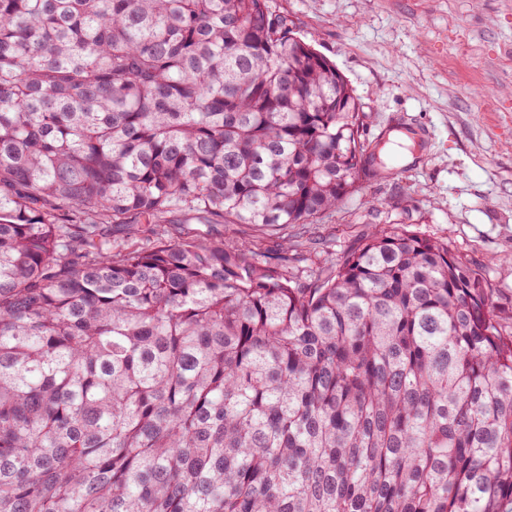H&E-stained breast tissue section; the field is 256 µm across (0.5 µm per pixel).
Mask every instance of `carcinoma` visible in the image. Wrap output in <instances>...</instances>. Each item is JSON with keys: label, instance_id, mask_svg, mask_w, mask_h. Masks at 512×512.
<instances>
[{"label": "carcinoma", "instance_id": "obj_1", "mask_svg": "<svg viewBox=\"0 0 512 512\" xmlns=\"http://www.w3.org/2000/svg\"><path fill=\"white\" fill-rule=\"evenodd\" d=\"M363 117L270 0H0V512H512V310L448 244L103 228L313 224Z\"/></svg>", "mask_w": 512, "mask_h": 512}]
</instances>
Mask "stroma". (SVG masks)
I'll list each match as a JSON object with an SVG mask.
<instances>
[{
	"label": "stroma",
	"instance_id": "1",
	"mask_svg": "<svg viewBox=\"0 0 512 512\" xmlns=\"http://www.w3.org/2000/svg\"><path fill=\"white\" fill-rule=\"evenodd\" d=\"M361 103L365 139L431 128L418 165L381 171L305 226L202 224L184 210L141 243L233 240L293 265L328 267L379 225L446 242L484 264L512 308V0H271Z\"/></svg>",
	"mask_w": 512,
	"mask_h": 512
}]
</instances>
